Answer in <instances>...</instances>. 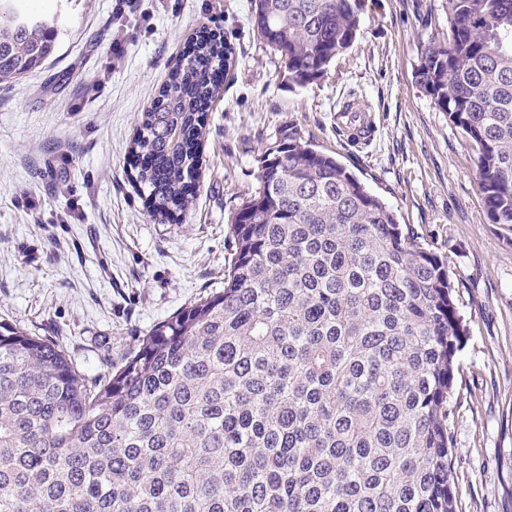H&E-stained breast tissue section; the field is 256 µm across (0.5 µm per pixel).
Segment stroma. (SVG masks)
Instances as JSON below:
<instances>
[{
  "label": "stroma",
  "instance_id": "stroma-1",
  "mask_svg": "<svg viewBox=\"0 0 512 512\" xmlns=\"http://www.w3.org/2000/svg\"><path fill=\"white\" fill-rule=\"evenodd\" d=\"M443 0H364L349 52L307 86L257 40L250 0H27L60 19L56 52L0 85V322L81 367L224 285L235 209L267 142L294 126L448 259L471 334L449 421L462 512H512V239L490 224L476 154L416 82ZM234 48L204 116L188 205L152 217L128 145L203 29Z\"/></svg>",
  "mask_w": 512,
  "mask_h": 512
}]
</instances>
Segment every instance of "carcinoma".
I'll return each instance as SVG.
<instances>
[{
    "label": "carcinoma",
    "instance_id": "carcinoma-1",
    "mask_svg": "<svg viewBox=\"0 0 512 512\" xmlns=\"http://www.w3.org/2000/svg\"><path fill=\"white\" fill-rule=\"evenodd\" d=\"M0 0V83L59 30ZM416 79L477 156L512 233V0H444ZM363 0H251L283 78L322 79ZM232 55L205 30L128 153L150 213L186 202L202 120ZM232 217L224 287L155 324L102 375L0 323V512H459L449 428L470 334L447 263L293 127Z\"/></svg>",
    "mask_w": 512,
    "mask_h": 512
}]
</instances>
